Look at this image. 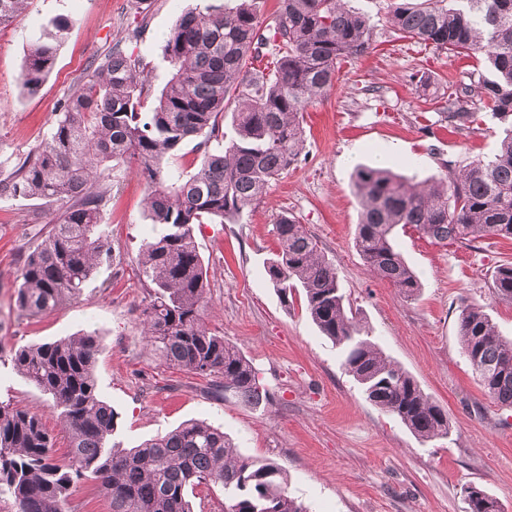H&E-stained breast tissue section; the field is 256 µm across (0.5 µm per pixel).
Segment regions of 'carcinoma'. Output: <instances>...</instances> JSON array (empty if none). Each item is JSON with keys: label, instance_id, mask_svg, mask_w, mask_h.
<instances>
[{"label": "carcinoma", "instance_id": "1", "mask_svg": "<svg viewBox=\"0 0 512 512\" xmlns=\"http://www.w3.org/2000/svg\"><path fill=\"white\" fill-rule=\"evenodd\" d=\"M25 2L0 0V27ZM388 22L400 36L435 50L484 56L489 76L473 72L467 84L448 83V123L471 128L479 102L503 125L494 159L462 168L448 160L445 177L424 187L386 168L357 169L358 252L371 272L409 298L421 280L393 245L397 227L437 242L512 239V0L459 6L389 0ZM67 29L61 18L54 34L28 46L22 67L28 92L52 72ZM375 42L370 19L346 0H279L265 25L252 0L230 10L207 5L182 15L164 39L170 78L149 110V63L115 43L89 79L60 101L39 150L0 174V196L59 205L26 255L18 308L30 316L52 311L114 261L111 243L97 232L101 205L112 191L111 171L133 162L148 187L149 220L158 227L137 255L152 347L165 364L208 380L216 393L261 405L266 392L252 364L203 320L210 288L195 225L234 220L298 162L306 107L334 87L343 64L370 53ZM267 55L271 66L247 67V60ZM231 103L236 137L224 152L211 153L206 146L219 136V117ZM192 138L203 156L183 176L165 162ZM274 234L278 250L268 268L274 286L285 296L303 288L312 321L341 348L345 371L367 399L420 439L448 437V413L364 336L315 237L286 214ZM490 290L512 301L511 264L495 272ZM458 327L481 385L511 408L512 340L499 336L479 304H462ZM99 352L93 332L8 351L0 345V362L9 361L52 401L69 438L68 460L59 463L41 418L0 401V499L11 500L16 512H74L71 497L86 482L109 498L111 512H193L194 489L210 485L224 488V512H307L289 495L276 463L237 454L226 434L204 421L135 448L115 447L117 414L97 390ZM465 499L467 512H501L499 501L477 487H467Z\"/></svg>", "mask_w": 512, "mask_h": 512}]
</instances>
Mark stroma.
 <instances>
[{"label": "stroma", "instance_id": "obj_1", "mask_svg": "<svg viewBox=\"0 0 512 512\" xmlns=\"http://www.w3.org/2000/svg\"><path fill=\"white\" fill-rule=\"evenodd\" d=\"M199 0H153L146 22L130 0H29L0 29V172L35 152L58 103L81 86L92 60L140 29L136 53L150 64L159 90L170 67L160 45ZM369 16L377 48L344 65L335 87L303 116L305 155L236 220L200 224L195 238L207 268L211 300L206 325L252 363L270 400L251 407L207 395L205 379L168 367L155 356L143 325L147 295L133 259L153 233L147 187L134 165L122 164L99 230L117 259L80 294L33 318L18 310L16 281L41 230L36 201L0 197V345L52 341L96 332L95 366L102 398L118 412L113 442L133 448L189 420L220 427L245 456L276 462L291 496L308 512H467L464 490L475 486L512 512V408L486 393L461 350L458 314L477 303L500 336L512 338V302L492 298L491 278L512 264V241L486 237L466 246L434 243L412 229L394 240L422 288L405 298L370 274L357 251V165H383L423 181L444 175V163L493 158L499 124L482 111L477 129L458 131L443 114L449 82H468L481 58L440 52L400 37L385 19L386 0H348ZM67 18L69 31L52 73L35 93L22 87L31 41ZM293 214L317 237L372 342L408 371L448 413V437L422 440L370 404L342 366V355L311 320L303 291L282 296L269 280L277 241L272 228ZM37 414L54 438V456L68 450L59 412L11 365L0 364V400Z\"/></svg>", "mask_w": 512, "mask_h": 512}]
</instances>
